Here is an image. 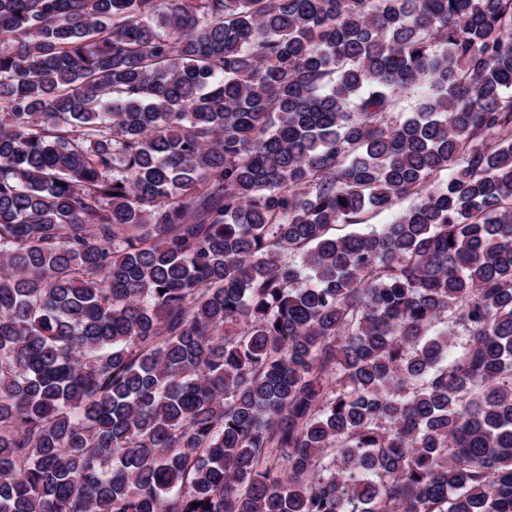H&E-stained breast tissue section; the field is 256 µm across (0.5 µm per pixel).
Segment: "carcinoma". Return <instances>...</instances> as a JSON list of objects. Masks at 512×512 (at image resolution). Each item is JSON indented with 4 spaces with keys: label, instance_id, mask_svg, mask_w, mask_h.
I'll list each match as a JSON object with an SVG mask.
<instances>
[{
    "label": "carcinoma",
    "instance_id": "obj_1",
    "mask_svg": "<svg viewBox=\"0 0 512 512\" xmlns=\"http://www.w3.org/2000/svg\"><path fill=\"white\" fill-rule=\"evenodd\" d=\"M0 512H512V0H0ZM416 203L414 196L398 199L390 210L380 212L373 217L368 218L364 224H337L331 232L344 235L352 232L366 233L373 228H378L380 224H389L398 214L409 209Z\"/></svg>",
    "mask_w": 512,
    "mask_h": 512
}]
</instances>
